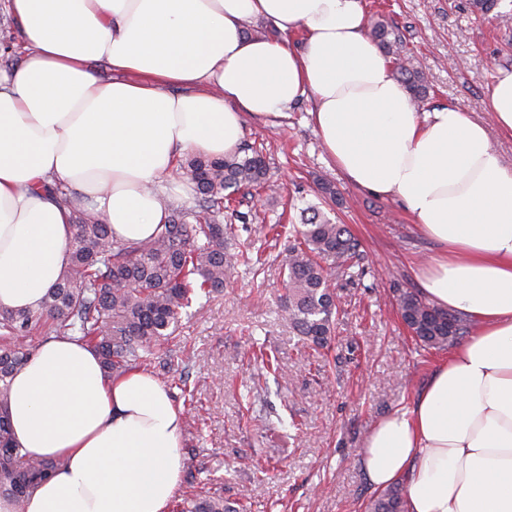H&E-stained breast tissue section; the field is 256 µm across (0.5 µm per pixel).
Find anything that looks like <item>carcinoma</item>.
<instances>
[{"mask_svg": "<svg viewBox=\"0 0 512 512\" xmlns=\"http://www.w3.org/2000/svg\"><path fill=\"white\" fill-rule=\"evenodd\" d=\"M472 11L495 13L499 0H469ZM369 36L392 59L397 78L411 97H427L429 86L414 61L400 30L379 19ZM176 173L192 181L199 211L173 208L165 224L149 240L126 244L112 240L108 225L92 210L73 217L74 233L68 248L70 265L62 279L35 309H0V496L22 504L38 480L57 465L22 454L12 438L7 418L10 380L26 365L33 349L25 339L50 327L95 348L106 370L121 376L152 364L162 347L175 339L180 308L199 290L224 288L232 256L224 250L226 191L251 187L269 189L268 162L263 149L246 144L241 152L215 158L189 154ZM194 218L195 223L188 222ZM288 249V293L282 305L284 319L305 342L327 347L334 335L336 300L329 277L337 268L352 267L359 243L344 224H334L315 206L301 211V224L292 225ZM398 312L417 344L444 349L470 335V320L438 308L418 294L405 291ZM181 512H236L221 496L187 498ZM366 512H405V488L393 484L366 506Z\"/></svg>", "mask_w": 512, "mask_h": 512, "instance_id": "cac0c4a2", "label": "carcinoma"}]
</instances>
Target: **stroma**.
<instances>
[{
    "label": "stroma",
    "instance_id": "35a3bbf8",
    "mask_svg": "<svg viewBox=\"0 0 512 512\" xmlns=\"http://www.w3.org/2000/svg\"><path fill=\"white\" fill-rule=\"evenodd\" d=\"M367 20L398 24L420 62L429 95L423 111L457 104L490 125V88L512 70V29L477 17L466 0H363ZM308 102L286 117L247 119L244 143L266 149L277 197L245 196L224 242L241 259L224 289L182 308L173 371L152 365L184 415L183 467L175 501L194 488L221 495L236 512H365L375 494L359 457L376 423L408 406L449 349L420 348L396 298L418 291L416 273L435 245L397 201L363 193L329 160L308 121ZM334 182L341 205L330 219L361 244L357 275L334 272L336 329L313 350L281 321L288 234L317 204L316 178ZM274 355L273 373L257 360Z\"/></svg>",
    "mask_w": 512,
    "mask_h": 512
}]
</instances>
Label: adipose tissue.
Here are the masks:
<instances>
[{
  "label": "adipose tissue",
  "mask_w": 512,
  "mask_h": 512,
  "mask_svg": "<svg viewBox=\"0 0 512 512\" xmlns=\"http://www.w3.org/2000/svg\"><path fill=\"white\" fill-rule=\"evenodd\" d=\"M6 4L23 56L0 70V309L37 307L60 280L74 207L114 240H148L167 218L155 188L182 154L237 152L245 117L309 99L345 179L403 202L437 245L422 295L473 324L412 404L374 426L360 464L373 487L405 485L406 512H512V165L463 107L415 111L362 0ZM247 20L304 43L245 36ZM489 110L512 136V70ZM7 414L27 457L64 465L23 510L0 498V512H169L184 418L150 372L111 377L93 348L53 337L12 378Z\"/></svg>",
  "instance_id": "adipose-tissue-1"
}]
</instances>
